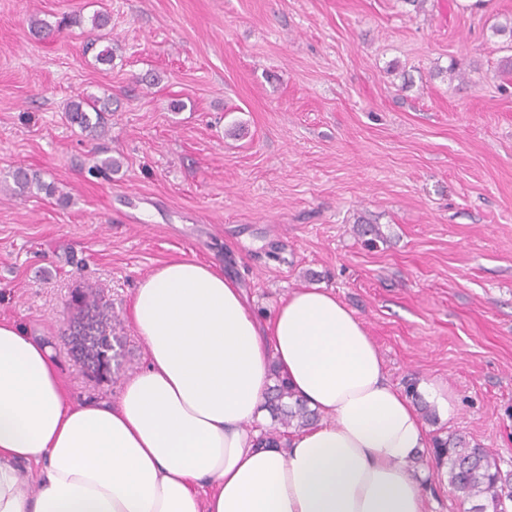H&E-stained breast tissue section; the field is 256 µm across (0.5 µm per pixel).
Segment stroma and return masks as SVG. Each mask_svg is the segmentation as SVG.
I'll list each match as a JSON object with an SVG mask.
<instances>
[{"label":"stroma","instance_id":"1","mask_svg":"<svg viewBox=\"0 0 512 512\" xmlns=\"http://www.w3.org/2000/svg\"><path fill=\"white\" fill-rule=\"evenodd\" d=\"M509 21L512 0H0V317L51 346L70 400L113 402L162 263L213 264L264 320L327 288L414 404L424 380L455 395L430 436L512 471ZM86 94L110 104L104 137L66 119ZM18 166L55 194L14 195ZM423 466L430 512H463Z\"/></svg>","mask_w":512,"mask_h":512}]
</instances>
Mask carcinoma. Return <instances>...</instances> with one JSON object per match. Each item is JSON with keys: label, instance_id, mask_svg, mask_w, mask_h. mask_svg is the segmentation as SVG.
<instances>
[{"label": "carcinoma", "instance_id": "obj_1", "mask_svg": "<svg viewBox=\"0 0 512 512\" xmlns=\"http://www.w3.org/2000/svg\"><path fill=\"white\" fill-rule=\"evenodd\" d=\"M104 112L105 105L93 95L80 97L66 108L69 122L93 139L105 132ZM12 180L13 191L21 195L30 193L34 187L53 194L51 186L24 168L15 169ZM268 408L284 428V436L290 429L300 430L319 420L318 412L293 399L287 382L280 377L269 396ZM430 453L440 461L447 460L448 486L460 504L472 503L468 512H508L512 504V475L502 471L493 451L452 433L445 440L434 439Z\"/></svg>", "mask_w": 512, "mask_h": 512}]
</instances>
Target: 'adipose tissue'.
<instances>
[{
  "mask_svg": "<svg viewBox=\"0 0 512 512\" xmlns=\"http://www.w3.org/2000/svg\"><path fill=\"white\" fill-rule=\"evenodd\" d=\"M132 317L145 365L81 405L50 346L0 319V512H428L407 467L428 430L331 291L293 290L262 324L233 281L174 259ZM274 368L322 419L269 447Z\"/></svg>",
  "mask_w": 512,
  "mask_h": 512,
  "instance_id": "1",
  "label": "adipose tissue"
}]
</instances>
